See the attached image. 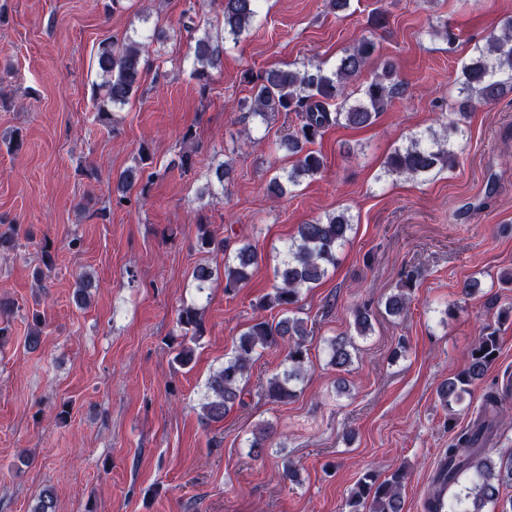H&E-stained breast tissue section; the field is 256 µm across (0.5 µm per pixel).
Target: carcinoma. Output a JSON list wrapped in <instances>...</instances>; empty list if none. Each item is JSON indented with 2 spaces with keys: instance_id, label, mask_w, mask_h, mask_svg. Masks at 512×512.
Masks as SVG:
<instances>
[{
  "instance_id": "obj_1",
  "label": "carcinoma",
  "mask_w": 512,
  "mask_h": 512,
  "mask_svg": "<svg viewBox=\"0 0 512 512\" xmlns=\"http://www.w3.org/2000/svg\"><path fill=\"white\" fill-rule=\"evenodd\" d=\"M261 0H221L220 30H197L186 25L193 56L192 76L200 92L206 93L213 71L222 69L225 43L238 42L252 29L261 15ZM373 38H364L344 51L332 70L310 61L299 66L286 64L266 70L246 69L243 82L251 85V96L239 106L262 123L277 116L293 114L298 123L288 126L275 143V150L294 159V165L272 175L266 183L267 195L278 200L285 197L303 179L313 178L324 168V158L313 148L325 131L343 125L364 128L402 93L392 65L386 63L357 84L377 53ZM148 59L145 45L127 36L123 42L106 39L99 44L96 66L101 82L92 92L96 119L102 124L113 121L114 111L122 109L136 97L141 75ZM456 96L448 100V111L461 117L479 104H491L512 92V16L490 32L483 41L473 44L461 61L454 80ZM465 129L460 121H451L437 130L431 126L396 147L386 157L384 174L426 181L437 169L451 168ZM150 154L141 149L139 160L122 171L115 191L126 196L144 189V173ZM182 173L196 166V151L182 149L171 161ZM232 165L226 161L210 171L207 188L227 190ZM353 219L341 210L316 217L299 225L297 236L276 255L274 284L271 291L255 303L261 311L274 313L272 319L259 317L243 331L224 365L209 378L208 394L202 404L206 422H220L240 404L243 386L249 380L258 352L288 343L282 369L266 381L265 395L274 403H286L296 396V383L304 378L308 362L306 339L311 330L301 317L300 301L304 292L316 287L336 265V253L350 239ZM201 247L224 253V290L227 293L246 284L258 265L255 246L245 243L235 249L200 226ZM416 276L408 274L396 292L385 300L389 315L407 313L412 302ZM372 310L366 304L353 310L355 334L367 336L372 331ZM44 315L35 311L25 338V345L40 346ZM177 325L185 341L180 343L175 360L188 365L195 342L203 332L199 309L184 305L178 309ZM356 346L352 335L337 336L329 344V364L344 371L353 363ZM500 350L497 330L486 326L467 354L465 367L443 380L437 394L442 406L451 409L472 395L473 387L495 364ZM512 386L490 390L483 395L482 410L470 424L458 431L440 457L423 502L425 512H512V497L501 494L503 485L512 486V451L494 458L487 445L497 436L506 416L504 403ZM274 428L270 423L258 425L249 447L261 450L271 445ZM406 479L397 469L382 479L367 471L357 481L356 490L347 502L349 512H403L402 487Z\"/></svg>"
}]
</instances>
